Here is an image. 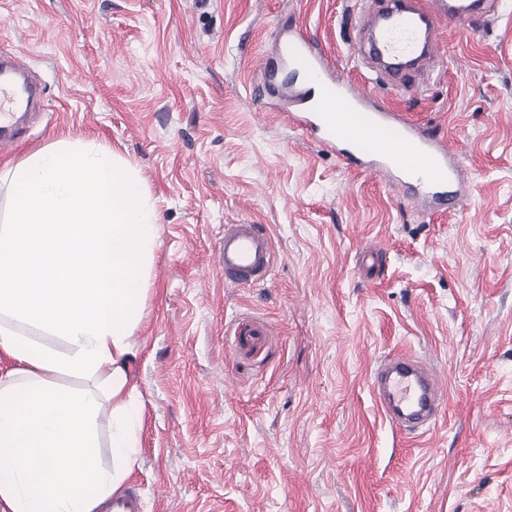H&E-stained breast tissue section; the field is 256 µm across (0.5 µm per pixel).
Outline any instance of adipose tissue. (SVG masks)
Returning <instances> with one entry per match:
<instances>
[{
	"label": "adipose tissue",
	"mask_w": 512,
	"mask_h": 512,
	"mask_svg": "<svg viewBox=\"0 0 512 512\" xmlns=\"http://www.w3.org/2000/svg\"><path fill=\"white\" fill-rule=\"evenodd\" d=\"M1 183L11 219L0 225V356L17 366L0 373V503L98 512L140 453L130 364L158 214L131 164L93 141L57 140L1 170ZM62 375L83 387L62 385Z\"/></svg>",
	"instance_id": "ef3b65f1"
}]
</instances>
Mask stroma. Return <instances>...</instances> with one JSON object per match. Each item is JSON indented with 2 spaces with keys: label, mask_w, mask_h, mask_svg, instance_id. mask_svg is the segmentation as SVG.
Listing matches in <instances>:
<instances>
[{
  "label": "stroma",
  "mask_w": 512,
  "mask_h": 512,
  "mask_svg": "<svg viewBox=\"0 0 512 512\" xmlns=\"http://www.w3.org/2000/svg\"><path fill=\"white\" fill-rule=\"evenodd\" d=\"M356 0H0V51L40 104L0 170L61 139L132 164L160 216L134 338L144 512H512V0L439 30L419 91L380 97L452 141L455 211L346 167L255 94L304 32L341 73ZM228 224L274 271L225 285ZM411 353L447 386L416 442L369 381Z\"/></svg>",
  "instance_id": "1"
}]
</instances>
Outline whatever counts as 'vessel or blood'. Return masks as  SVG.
<instances>
[{"mask_svg":"<svg viewBox=\"0 0 512 512\" xmlns=\"http://www.w3.org/2000/svg\"><path fill=\"white\" fill-rule=\"evenodd\" d=\"M497 4L498 0H384L369 22L367 62L382 81L402 86L410 72H430V45L441 24L462 26L477 14L493 16ZM278 65L298 76L286 90L289 122L316 135L345 165L410 182L416 205L447 210L458 203L465 172L454 163V151L445 140L425 136L416 123L381 102L375 90L345 81L327 55L310 48L305 36L289 38ZM23 68L15 57L9 70H0L1 125L9 124L26 102L13 79ZM343 103L389 139V150L371 148L343 132L334 113ZM221 254L225 284L248 285L272 271V242L262 225H225ZM370 392L386 420L418 436L430 430L446 404L442 382L408 353L381 362L371 376Z\"/></svg>","mask_w":512,"mask_h":512,"instance_id":"b4317fda","label":"vessel or blood"}]
</instances>
